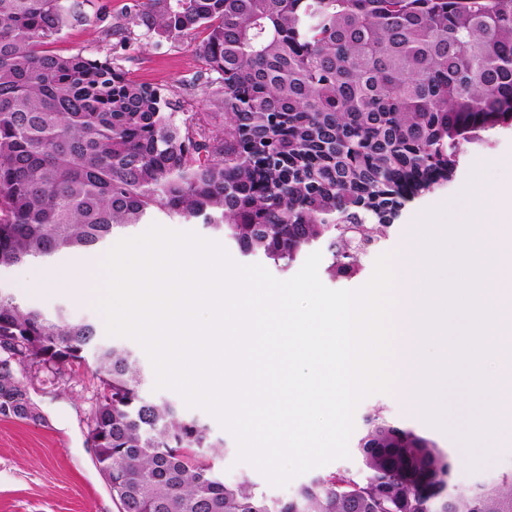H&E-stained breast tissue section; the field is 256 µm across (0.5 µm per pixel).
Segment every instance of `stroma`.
<instances>
[{
	"label": "stroma",
	"instance_id": "1",
	"mask_svg": "<svg viewBox=\"0 0 512 512\" xmlns=\"http://www.w3.org/2000/svg\"><path fill=\"white\" fill-rule=\"evenodd\" d=\"M130 3L131 0H89L86 11L91 14L106 12L107 22L98 27L76 25L66 28L53 43V51L62 55L81 51L111 58L131 79L171 89L183 112L211 111L213 87L194 78L202 67L195 55V47L203 38L202 32L197 30L175 41L140 38L127 48H118L112 30L123 24ZM487 159L493 160L494 165L484 172L486 183L511 184L512 129L496 132L491 146H469L455 181L407 204L391 236L361 256V270L357 276L348 280L327 277L323 280L324 285L334 290L356 289L364 285L373 274L376 259L386 253L399 254L429 208L444 205L455 217H464L469 211V202L462 199L460 193L473 167ZM18 276L15 270L1 274L0 293L50 317L62 311L71 319L92 322L102 342L133 347V340L107 334L106 323L94 304L77 303L65 290L40 294L20 290L16 286ZM24 383L37 415L32 419H18L0 414V512H117L110 489L97 468L89 438L90 418L99 393V382L91 369L85 364L74 365L58 376L44 370L25 377ZM363 404L369 408L384 407L390 418L435 440L456 460L455 477L459 481L512 475L511 443L490 448L480 466L473 469L469 466V454L458 438L410 412L394 392L372 394ZM205 422L213 440L226 446L215 460L217 470L226 480H234L245 473L251 475L269 496L287 497L295 492L297 482L273 487L251 466L237 463V445L233 436L213 417H206Z\"/></svg>",
	"mask_w": 512,
	"mask_h": 512
}]
</instances>
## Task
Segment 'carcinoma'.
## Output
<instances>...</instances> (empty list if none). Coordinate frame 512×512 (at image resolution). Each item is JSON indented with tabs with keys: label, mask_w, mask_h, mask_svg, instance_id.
Listing matches in <instances>:
<instances>
[{
	"label": "carcinoma",
	"mask_w": 512,
	"mask_h": 512,
	"mask_svg": "<svg viewBox=\"0 0 512 512\" xmlns=\"http://www.w3.org/2000/svg\"><path fill=\"white\" fill-rule=\"evenodd\" d=\"M85 0H0V272L90 253L158 210L283 270L313 246L351 278L406 204L452 183L469 145L512 127V0H134L125 26L195 48L214 111L108 58L47 46L97 26ZM94 350L90 435L118 512H512V480L448 495L451 454L381 409L360 467L272 499L214 470L207 428L141 395L132 353L93 324L0 295V413L35 417L25 369Z\"/></svg>",
	"instance_id": "obj_1"
}]
</instances>
